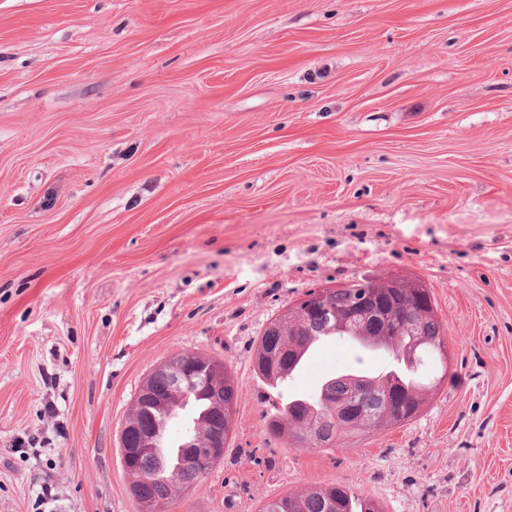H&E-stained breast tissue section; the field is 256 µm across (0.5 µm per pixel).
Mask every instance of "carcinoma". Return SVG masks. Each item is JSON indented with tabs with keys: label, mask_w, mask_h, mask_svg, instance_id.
I'll return each instance as SVG.
<instances>
[{
	"label": "carcinoma",
	"mask_w": 512,
	"mask_h": 512,
	"mask_svg": "<svg viewBox=\"0 0 512 512\" xmlns=\"http://www.w3.org/2000/svg\"><path fill=\"white\" fill-rule=\"evenodd\" d=\"M355 321H349L352 313ZM336 338L360 351L379 350L404 366L402 382H384L378 376L360 369L338 373L322 382L312 397L292 396L272 404L264 414L266 435L286 438L297 445L326 448L342 437H362L384 426L396 427L413 420L421 411L429 392L448 377V343L444 324L436 314L429 288L417 279L389 275L378 280L361 278L334 288H326L322 302L312 311L302 310L300 302L288 308L268 323L253 353V370L267 388L281 381L282 375L293 378L309 357L310 346ZM412 342L418 343L416 359L406 355ZM292 346V355L271 365L257 363L263 352ZM216 382L224 387V440L234 432L237 405V385L221 360ZM394 391L399 394L397 412L389 420L371 426L344 423L336 418L332 401L351 398L357 416L367 418L379 413L384 397ZM131 415L140 416L143 430L157 425L161 437L156 448L138 455L133 464L135 480L129 483V493L138 501L147 500L158 512L183 492L200 484L214 469L208 455H198L194 466L179 469L174 477L161 472L160 458L172 464L179 454L169 456L167 448L182 449L192 440L197 447L208 446L214 427V394L210 386L199 385L184 394L170 397L161 410H142L132 406ZM183 419L184 431L173 441L168 438V424ZM300 505V512H383L378 502L368 495L356 494L341 484L288 493L262 507V512H284L288 502Z\"/></svg>",
	"instance_id": "carcinoma-1"
}]
</instances>
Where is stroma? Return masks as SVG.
Returning <instances> with one entry per match:
<instances>
[{
  "instance_id": "stroma-1",
  "label": "stroma",
  "mask_w": 512,
  "mask_h": 512,
  "mask_svg": "<svg viewBox=\"0 0 512 512\" xmlns=\"http://www.w3.org/2000/svg\"><path fill=\"white\" fill-rule=\"evenodd\" d=\"M391 274L429 288L449 377L400 427L267 437L268 323ZM189 352L237 425L166 512L336 483L512 512V0H0V512H141L121 432ZM357 362L326 341L289 390ZM157 371L165 372L173 379L172 387L175 390H187L197 384L208 382L211 375L210 362L204 356L180 354L165 359L154 368L140 387L136 397V402L140 406L156 407L160 405L161 400L151 388V375ZM168 375L163 373L154 375V385L160 393H166L169 390Z\"/></svg>"
}]
</instances>
